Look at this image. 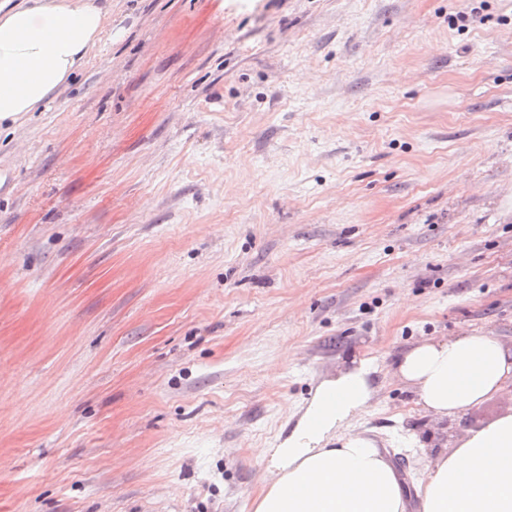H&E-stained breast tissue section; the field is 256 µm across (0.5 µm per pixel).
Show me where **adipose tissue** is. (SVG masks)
<instances>
[{"instance_id": "obj_1", "label": "adipose tissue", "mask_w": 512, "mask_h": 512, "mask_svg": "<svg viewBox=\"0 0 512 512\" xmlns=\"http://www.w3.org/2000/svg\"><path fill=\"white\" fill-rule=\"evenodd\" d=\"M100 0H0V122L36 111L101 37ZM370 361L321 381L299 419L261 452L266 484L253 512H406L399 473L358 426L375 396ZM395 375L422 410L459 416L512 387V346L489 331L421 342ZM421 512H512V410L466 431L429 459Z\"/></svg>"}]
</instances>
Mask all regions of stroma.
<instances>
[{
	"instance_id": "1",
	"label": "stroma",
	"mask_w": 512,
	"mask_h": 512,
	"mask_svg": "<svg viewBox=\"0 0 512 512\" xmlns=\"http://www.w3.org/2000/svg\"><path fill=\"white\" fill-rule=\"evenodd\" d=\"M0 124V512H251L260 454L336 368L408 512L432 337L512 344V0H108ZM426 447H418V440Z\"/></svg>"
}]
</instances>
